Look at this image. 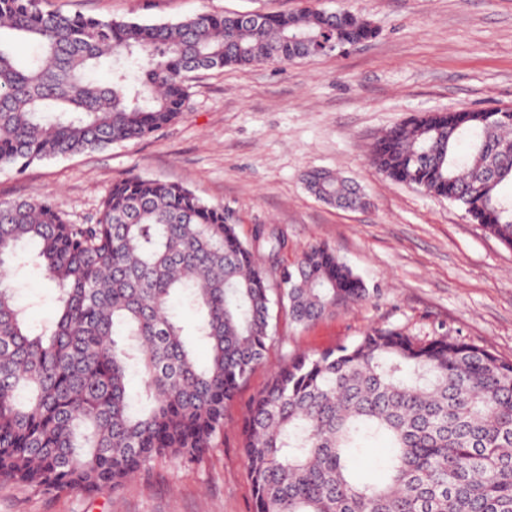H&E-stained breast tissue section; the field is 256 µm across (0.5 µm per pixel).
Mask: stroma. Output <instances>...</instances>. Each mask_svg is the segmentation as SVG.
Instances as JSON below:
<instances>
[{"instance_id": "35a3bbf8", "label": "stroma", "mask_w": 512, "mask_h": 512, "mask_svg": "<svg viewBox=\"0 0 512 512\" xmlns=\"http://www.w3.org/2000/svg\"><path fill=\"white\" fill-rule=\"evenodd\" d=\"M101 20L174 23L199 11L347 10L375 37L281 67L229 65L186 77L182 114L145 137L93 153L0 170V200L57 199L69 221L93 222L112 183L141 176L220 205L242 238L262 224L285 235L279 266L328 245L373 289L363 304L297 325L272 308L277 341L224 416L200 460L167 459L94 497L0 482V512H252L241 431L253 397L297 351L355 341L373 327L454 336L512 359V248L459 206L389 180L370 162L385 130L410 116L512 107V0H45ZM313 170L340 173L370 204L344 209L306 188ZM19 292L32 322L53 318L39 272Z\"/></svg>"}]
</instances>
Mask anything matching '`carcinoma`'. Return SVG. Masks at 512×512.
Listing matches in <instances>:
<instances>
[{
	"mask_svg": "<svg viewBox=\"0 0 512 512\" xmlns=\"http://www.w3.org/2000/svg\"><path fill=\"white\" fill-rule=\"evenodd\" d=\"M374 34L347 11L147 25L0 0V168L144 137L183 112L188 72L288 64L322 55V41ZM14 39L35 51L17 56ZM102 65L105 81L92 75ZM371 161L512 248L511 108L411 117L376 141ZM306 184L340 208L367 204L331 173ZM267 244L272 258L285 248L259 225L241 238L224 208L154 179L113 184L94 224L69 222L49 199L1 201L0 479L93 496L213 447L225 407L275 340L272 305L307 324L370 297L326 246L271 288L255 258ZM26 270L56 286L57 316L39 327L18 298ZM176 300L196 315L189 334L208 347L203 366ZM379 440L387 457L355 479L351 462ZM242 454L253 512H512V360L392 328L291 355L251 402Z\"/></svg>",
	"mask_w": 512,
	"mask_h": 512,
	"instance_id": "carcinoma-1",
	"label": "carcinoma"
}]
</instances>
